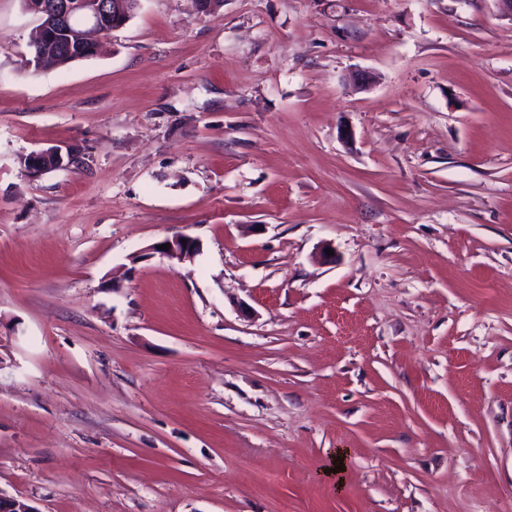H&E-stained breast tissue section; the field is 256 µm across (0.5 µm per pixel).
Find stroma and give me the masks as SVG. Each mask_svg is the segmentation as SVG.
I'll return each mask as SVG.
<instances>
[{
    "mask_svg": "<svg viewBox=\"0 0 512 512\" xmlns=\"http://www.w3.org/2000/svg\"><path fill=\"white\" fill-rule=\"evenodd\" d=\"M39 23L0 0V494L512 512V13L139 0L35 72ZM77 154L71 146L63 153L59 147H53L31 154L28 158V167L33 173L47 169L64 168L74 162ZM182 239H186V246H183ZM195 238L185 234H175L171 238L154 244L150 250L154 253H159L169 259L177 261H185L193 259L199 252V244ZM170 243L168 250L158 249V245Z\"/></svg>",
    "mask_w": 512,
    "mask_h": 512,
    "instance_id": "1",
    "label": "stroma"
}]
</instances>
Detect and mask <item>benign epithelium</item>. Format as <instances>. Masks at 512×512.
<instances>
[{
  "instance_id": "1",
  "label": "benign epithelium",
  "mask_w": 512,
  "mask_h": 512,
  "mask_svg": "<svg viewBox=\"0 0 512 512\" xmlns=\"http://www.w3.org/2000/svg\"><path fill=\"white\" fill-rule=\"evenodd\" d=\"M137 0H26V6L40 16L41 39L34 43L30 66L39 69L48 56L44 44L60 39L66 51L77 57L92 56L98 41L107 40L131 18ZM72 147H53L28 157V167L34 173L64 168L74 162ZM166 250L153 245L150 250L169 259H193L199 250L197 240L185 234H175L163 240ZM0 512H37L26 498L0 495Z\"/></svg>"
}]
</instances>
